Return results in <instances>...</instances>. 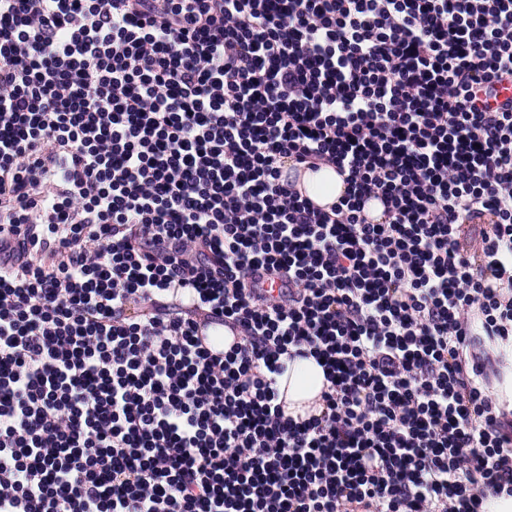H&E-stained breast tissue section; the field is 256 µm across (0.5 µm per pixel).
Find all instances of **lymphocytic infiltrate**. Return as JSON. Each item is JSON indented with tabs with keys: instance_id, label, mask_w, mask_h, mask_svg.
<instances>
[{
	"instance_id": "1",
	"label": "lymphocytic infiltrate",
	"mask_w": 512,
	"mask_h": 512,
	"mask_svg": "<svg viewBox=\"0 0 512 512\" xmlns=\"http://www.w3.org/2000/svg\"><path fill=\"white\" fill-rule=\"evenodd\" d=\"M502 83L512 0H0V512L512 496ZM301 181L307 194L321 206L331 205L345 190L341 177L329 166L323 165L316 172L306 170ZM495 352L502 353L505 359L506 367L503 368L502 380H494L493 394L500 402H507L512 407V338L509 341H497ZM325 386L324 370L314 358L298 357L290 361L288 370L279 378L285 414L294 419L319 414L323 408L321 393Z\"/></svg>"
}]
</instances>
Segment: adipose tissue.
<instances>
[{"mask_svg": "<svg viewBox=\"0 0 512 512\" xmlns=\"http://www.w3.org/2000/svg\"><path fill=\"white\" fill-rule=\"evenodd\" d=\"M307 194L319 205L328 206L344 193V184L332 167L307 171L301 176ZM326 386L324 370L314 358H295L279 379L285 399L284 411L293 418H308L323 408L321 393Z\"/></svg>", "mask_w": 512, "mask_h": 512, "instance_id": "adipose-tissue-1", "label": "adipose tissue"}]
</instances>
